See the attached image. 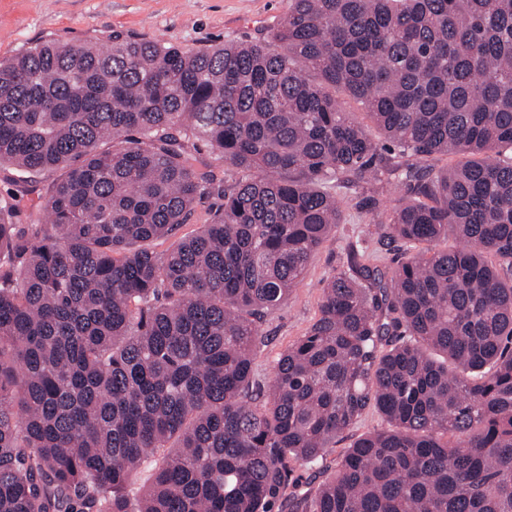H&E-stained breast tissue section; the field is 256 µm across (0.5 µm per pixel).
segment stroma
Here are the masks:
<instances>
[{
	"instance_id": "1",
	"label": "stroma",
	"mask_w": 512,
	"mask_h": 512,
	"mask_svg": "<svg viewBox=\"0 0 512 512\" xmlns=\"http://www.w3.org/2000/svg\"><path fill=\"white\" fill-rule=\"evenodd\" d=\"M287 12L288 0H0V62L46 40L104 46L116 33L186 50L255 42L266 37ZM400 195L399 186H384L379 207L373 210L365 205L360 188H337L341 222L310 259L298 287L267 316L263 328L268 341L253 365L257 379H267L280 353L318 318L323 290L350 250H359L379 268L396 266L400 244L380 237L376 226L388 223ZM385 426L382 415L368 409L353 428L337 437L322 462L295 465L274 512H289L293 495L317 488L358 437Z\"/></svg>"
}]
</instances>
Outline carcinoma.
Returning <instances> with one entry per match:
<instances>
[{
	"label": "carcinoma",
	"instance_id": "cac0c4a2",
	"mask_svg": "<svg viewBox=\"0 0 512 512\" xmlns=\"http://www.w3.org/2000/svg\"><path fill=\"white\" fill-rule=\"evenodd\" d=\"M0 178V512H272L369 407L388 427L290 512H512V0H288L267 38L196 52L44 41L0 63ZM391 181L411 253H351L255 379L340 223L329 186L374 207ZM212 190L203 230L150 248ZM336 99L339 102L341 108L345 112H352L353 116L356 120L361 124L367 134L374 139L376 142H379L381 145L383 143V137L381 136L380 131L377 127L370 121V119L364 114V110L360 104L355 102L353 99L348 97L346 94L336 91ZM194 155L197 159V165L204 170H213L220 178H224L225 186L231 184L237 177L235 169L225 164L224 159H221L217 153L213 152L207 145L198 143Z\"/></svg>",
	"mask_w": 512,
	"mask_h": 512
}]
</instances>
